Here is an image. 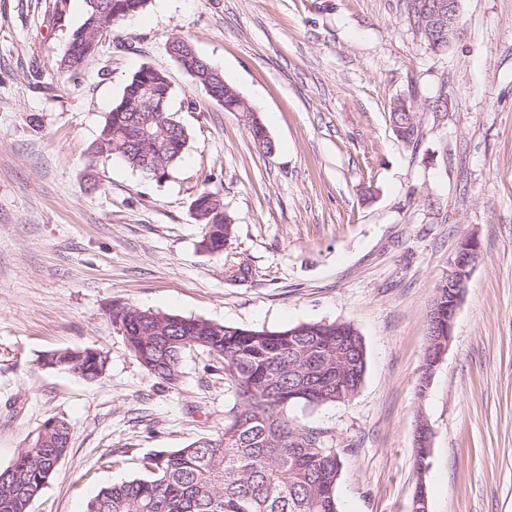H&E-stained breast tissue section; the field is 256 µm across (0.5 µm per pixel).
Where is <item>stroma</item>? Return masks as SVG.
Listing matches in <instances>:
<instances>
[{"mask_svg":"<svg viewBox=\"0 0 512 512\" xmlns=\"http://www.w3.org/2000/svg\"><path fill=\"white\" fill-rule=\"evenodd\" d=\"M84 9L0 0V469L49 418L71 428L30 512H86L144 457L224 425L233 392L214 355L187 351L180 381L161 382L113 326L116 302L249 328L353 324L367 354L356 394L289 411L340 448V512H411L421 478L428 512H512V0H460L445 52L404 0H151L73 77L58 64ZM177 37L223 72L273 153L194 88L168 52ZM144 64L168 75L190 134L158 182L91 152ZM440 96L447 109L428 111ZM400 99L420 111L411 144L390 118ZM205 187L235 220L216 254L190 209ZM471 235L480 257L421 392L429 307ZM65 348L101 350L105 373L42 366Z\"/></svg>","mask_w":512,"mask_h":512,"instance_id":"1","label":"stroma"}]
</instances>
